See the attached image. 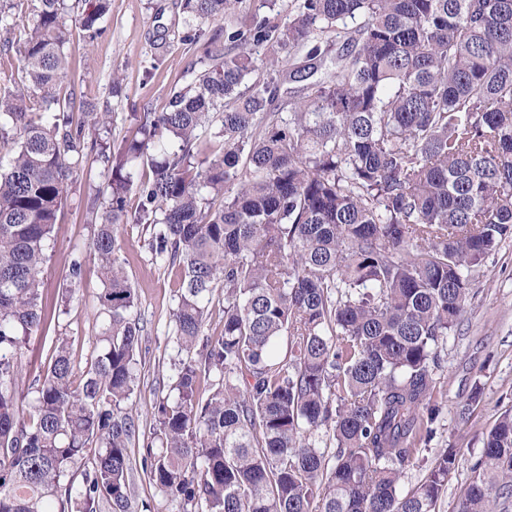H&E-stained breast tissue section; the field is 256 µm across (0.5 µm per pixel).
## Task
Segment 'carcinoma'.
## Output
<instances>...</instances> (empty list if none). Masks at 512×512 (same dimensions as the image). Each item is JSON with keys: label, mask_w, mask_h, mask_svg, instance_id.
Segmentation results:
<instances>
[{"label": "carcinoma", "mask_w": 512, "mask_h": 512, "mask_svg": "<svg viewBox=\"0 0 512 512\" xmlns=\"http://www.w3.org/2000/svg\"><path fill=\"white\" fill-rule=\"evenodd\" d=\"M84 2L74 22L93 41L112 0ZM244 2L180 7L217 18ZM32 10L22 89L0 94L12 151L0 164V512H132L138 441L143 471L184 512H435L453 450L411 491L400 479L440 426L448 333L512 238V0H294L283 23L254 17L228 33L115 148L93 137L109 113L57 92L66 0ZM330 35L343 40L334 72ZM290 83L297 100L278 112ZM203 135L220 154L199 149ZM91 155L111 175L94 234L96 357L76 385L68 341L54 337L31 395L24 347L55 317L45 251ZM141 164L150 175L137 181ZM131 225L157 264L179 269L181 358L146 436L122 411L145 331L119 256ZM218 289L223 329L205 337ZM509 501L512 410L456 512Z\"/></svg>", "instance_id": "obj_1"}]
</instances>
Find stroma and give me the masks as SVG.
Wrapping results in <instances>:
<instances>
[{
    "instance_id": "stroma-1",
    "label": "stroma",
    "mask_w": 512,
    "mask_h": 512,
    "mask_svg": "<svg viewBox=\"0 0 512 512\" xmlns=\"http://www.w3.org/2000/svg\"><path fill=\"white\" fill-rule=\"evenodd\" d=\"M269 11L261 0H246L236 15L189 19L180 0H112L101 38L89 43L76 33L67 44L69 70L61 89L75 91L97 111L110 113V124L96 136L107 144L120 142L131 127L132 113L165 110L171 92L185 86L199 69L211 38L223 37L252 15L264 17ZM110 192L109 175L95 161L75 173L65 192L41 279L47 301L57 302L66 287L70 300L57 312L48 334L30 338L23 359L25 382L43 374L52 336L67 337L76 371H84L95 356L92 338L99 324L96 293L101 276L92 258L95 221L88 207H105ZM76 249L83 252L85 264L80 282L70 286L66 275ZM120 255L137 297L134 312L145 325L143 379L128 408L146 431L161 391L158 363L177 352L173 313L178 272L153 262L137 227L124 232ZM442 358L437 373V399L443 406L440 428L405 469L400 488L406 492L416 487L431 462L444 449H454L456 465L436 505V512H454L482 454L484 436L503 412L512 409V239L488 258L465 313L448 334ZM476 386L482 400L469 419H461V405Z\"/></svg>"
}]
</instances>
